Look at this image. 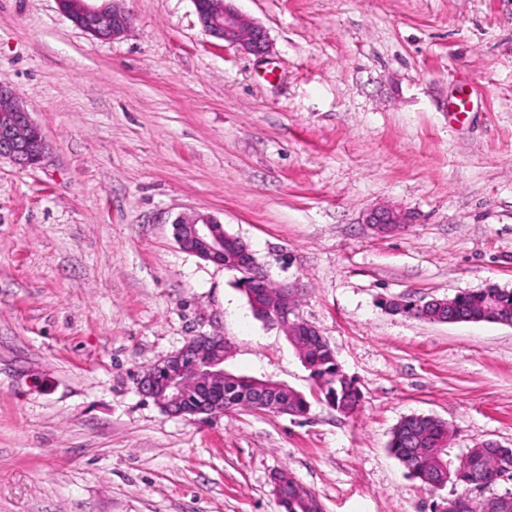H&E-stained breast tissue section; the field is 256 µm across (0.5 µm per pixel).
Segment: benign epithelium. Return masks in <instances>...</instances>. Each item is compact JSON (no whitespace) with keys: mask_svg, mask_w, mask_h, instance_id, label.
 <instances>
[{"mask_svg":"<svg viewBox=\"0 0 512 512\" xmlns=\"http://www.w3.org/2000/svg\"><path fill=\"white\" fill-rule=\"evenodd\" d=\"M200 23L210 36L230 45L239 46L253 54H264L269 44L262 26L244 15L235 6V0H193ZM61 11L79 28L91 36L109 40L122 35L129 27V15L107 0L96 5L91 0H58ZM48 144L42 128L31 113L7 86L0 85V159L8 158L20 169L43 163ZM409 221L406 212L396 208H377L370 211L365 223L379 234H391ZM174 236L180 248L203 260L221 264L249 278L267 283L256 269L255 259L247 244L237 240L235 251L224 253L225 239L230 234L224 224L211 214L197 213L180 216L174 220ZM248 303L255 313H264V319L279 324L288 336H318L320 332L306 322L295 305L294 291L287 285L280 286L279 297L268 305L260 303L258 293L246 290ZM446 306L448 316H436L438 323H453L451 315L455 299L433 298L424 307ZM227 353L226 339L218 335L196 336L182 348L157 361L138 378L140 393L151 399L162 411L175 416H212L224 411V405L215 402L189 408L185 399L188 390L196 387L210 396L224 392V381L236 374L224 369ZM252 400L266 411L294 414L287 404L277 402L273 393L286 384L261 376L253 379Z\"/></svg>","mask_w":512,"mask_h":512,"instance_id":"benign-epithelium-1","label":"benign epithelium"}]
</instances>
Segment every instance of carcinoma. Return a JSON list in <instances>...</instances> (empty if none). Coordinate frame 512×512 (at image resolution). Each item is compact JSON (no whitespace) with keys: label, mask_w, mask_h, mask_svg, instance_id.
Wrapping results in <instances>:
<instances>
[{"label":"carcinoma","mask_w":512,"mask_h":512,"mask_svg":"<svg viewBox=\"0 0 512 512\" xmlns=\"http://www.w3.org/2000/svg\"><path fill=\"white\" fill-rule=\"evenodd\" d=\"M459 316L467 321L481 316L493 321L489 301L483 291L463 292L456 298ZM305 359L311 379L319 388L323 400L336 411L354 412L361 403V391L356 382L339 368L334 350L325 338L313 337L307 344ZM251 384L248 377L224 385V410L251 406ZM301 413L307 412L306 397L290 388L277 394ZM448 423L429 415H411L402 419L392 432L389 448L400 463L422 483L440 489L449 483L488 485L500 480H512V448L483 443L468 451L457 467L448 463ZM283 512H320L317 499L309 492L290 494L279 502Z\"/></svg>","instance_id":"cac0c4a2"}]
</instances>
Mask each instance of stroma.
Returning a JSON list of instances; mask_svg holds the SVG:
<instances>
[{
	"label": "stroma",
	"instance_id": "35a3bbf8",
	"mask_svg": "<svg viewBox=\"0 0 512 512\" xmlns=\"http://www.w3.org/2000/svg\"><path fill=\"white\" fill-rule=\"evenodd\" d=\"M114 4L130 26L100 40L57 0H0V84L48 143L40 167L0 160V512H281L279 472L323 512L512 495L430 489L388 448L414 414L447 422L452 457L512 448V327L383 305L512 290V0H236L261 56L192 0ZM383 206L410 222L376 234ZM196 212L295 287L357 411L320 399L239 272L180 248L172 223ZM202 334L308 415L173 417L139 394ZM234 2L193 0L200 23L210 36L253 54L266 53L269 44L264 29L239 11Z\"/></svg>",
	"mask_w": 512,
	"mask_h": 512
}]
</instances>
